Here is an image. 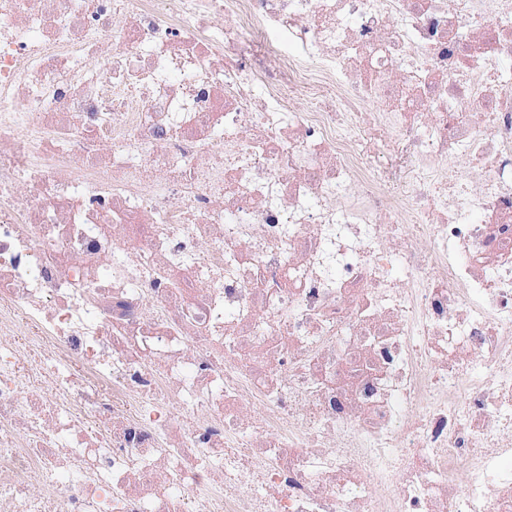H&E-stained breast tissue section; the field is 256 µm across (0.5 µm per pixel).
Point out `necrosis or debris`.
I'll list each match as a JSON object with an SVG mask.
<instances>
[{
  "label": "necrosis or debris",
  "instance_id": "1",
  "mask_svg": "<svg viewBox=\"0 0 512 512\" xmlns=\"http://www.w3.org/2000/svg\"><path fill=\"white\" fill-rule=\"evenodd\" d=\"M0 512H512V0H0Z\"/></svg>",
  "mask_w": 512,
  "mask_h": 512
}]
</instances>
